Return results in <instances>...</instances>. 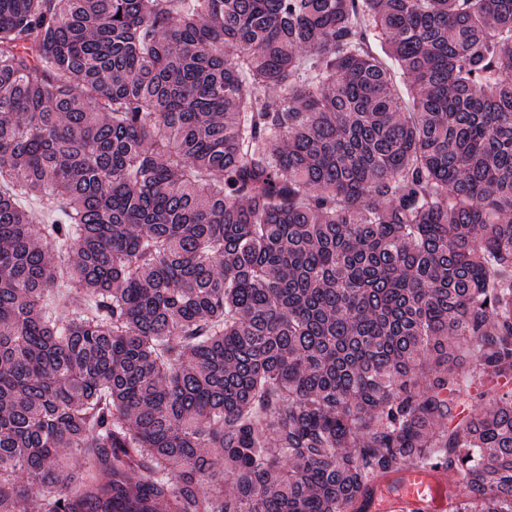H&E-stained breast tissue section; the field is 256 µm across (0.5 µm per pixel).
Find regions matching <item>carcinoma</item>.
I'll list each match as a JSON object with an SVG mask.
<instances>
[{"instance_id":"1","label":"carcinoma","mask_w":512,"mask_h":512,"mask_svg":"<svg viewBox=\"0 0 512 512\" xmlns=\"http://www.w3.org/2000/svg\"><path fill=\"white\" fill-rule=\"evenodd\" d=\"M2 185L0 512H512V0H0ZM355 507L363 512H448V475L443 470L403 468L372 481Z\"/></svg>"}]
</instances>
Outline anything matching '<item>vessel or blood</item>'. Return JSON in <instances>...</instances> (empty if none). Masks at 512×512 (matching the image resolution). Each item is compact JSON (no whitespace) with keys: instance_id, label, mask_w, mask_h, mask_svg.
<instances>
[{"instance_id":"b4317fda","label":"vessel or blood","mask_w":512,"mask_h":512,"mask_svg":"<svg viewBox=\"0 0 512 512\" xmlns=\"http://www.w3.org/2000/svg\"><path fill=\"white\" fill-rule=\"evenodd\" d=\"M358 512H448V475L442 470L404 468L371 482Z\"/></svg>"}]
</instances>
